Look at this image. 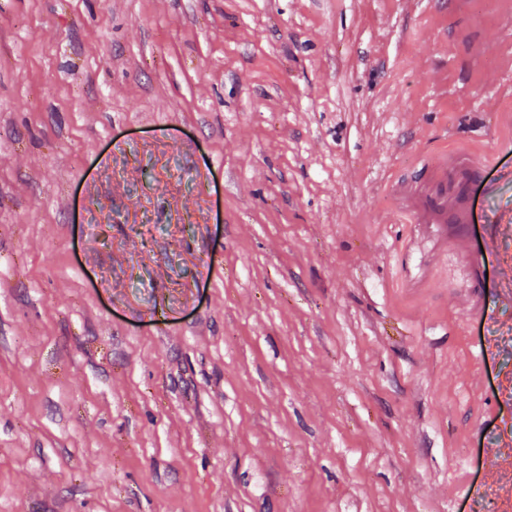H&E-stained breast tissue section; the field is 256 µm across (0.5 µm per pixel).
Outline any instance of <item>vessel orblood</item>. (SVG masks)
<instances>
[{"instance_id": "1", "label": "vessel or blood", "mask_w": 512, "mask_h": 512, "mask_svg": "<svg viewBox=\"0 0 512 512\" xmlns=\"http://www.w3.org/2000/svg\"><path fill=\"white\" fill-rule=\"evenodd\" d=\"M485 169L481 159L451 151L422 174L392 183L395 221L399 224H468V185Z\"/></svg>"}]
</instances>
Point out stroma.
Here are the masks:
<instances>
[{
	"mask_svg": "<svg viewBox=\"0 0 512 512\" xmlns=\"http://www.w3.org/2000/svg\"><path fill=\"white\" fill-rule=\"evenodd\" d=\"M0 512H512V0H0ZM485 163L472 155L444 152L440 160L424 168L422 174L392 183L395 223L470 224L468 185L479 179Z\"/></svg>",
	"mask_w": 512,
	"mask_h": 512,
	"instance_id": "obj_1",
	"label": "stroma"
}]
</instances>
